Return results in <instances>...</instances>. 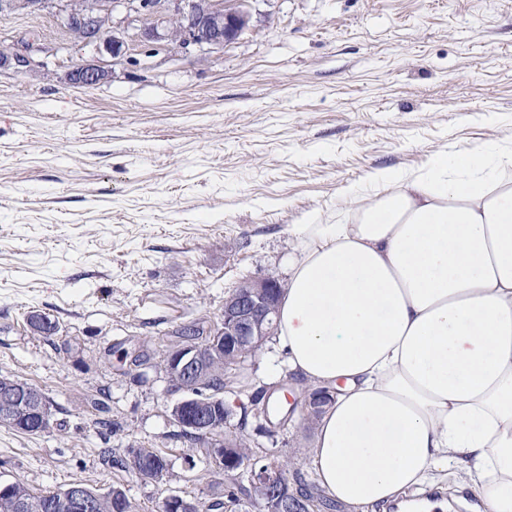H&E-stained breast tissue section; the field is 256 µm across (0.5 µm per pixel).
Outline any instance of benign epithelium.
I'll list each match as a JSON object with an SVG mask.
<instances>
[{
  "instance_id": "7a95c632",
  "label": "benign epithelium",
  "mask_w": 512,
  "mask_h": 512,
  "mask_svg": "<svg viewBox=\"0 0 512 512\" xmlns=\"http://www.w3.org/2000/svg\"><path fill=\"white\" fill-rule=\"evenodd\" d=\"M249 0H0V13L35 12L56 9L58 25L76 42L99 54L106 53L119 60L135 46L153 43L178 46L188 52L206 54L222 49L238 40L248 29ZM177 21L175 30L170 22ZM39 46L28 45L25 52L0 53V68L15 64L27 67L33 63L32 53ZM109 78L102 66L82 62L68 73V80L77 85H97ZM284 288L277 278L266 274L246 279L224 299V321L207 331L209 341L180 342L163 358L168 382L181 398L171 409V416L181 431L191 437L207 440L211 459L230 478L238 470L251 475V497L266 502L267 512H285L297 494L278 483L280 467L270 460L262 463L232 445L221 427L227 422L229 408L215 398L205 402L193 395L186 381L193 376L212 374L223 366L224 351L234 349L240 354L254 353L267 337L276 333V315ZM25 417V427L33 433L46 429L51 411L48 400L27 387L0 379V420L16 422ZM13 482L0 483V497L9 501L12 512H27L28 497L14 494ZM164 503L168 512H200L198 504L170 493ZM65 512H94L98 500L89 490L73 484L59 499Z\"/></svg>"
}]
</instances>
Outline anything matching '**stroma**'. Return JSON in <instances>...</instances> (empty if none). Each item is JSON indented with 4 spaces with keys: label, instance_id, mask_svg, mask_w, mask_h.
I'll list each match as a JSON object with an SVG mask.
<instances>
[{
    "label": "stroma",
    "instance_id": "1",
    "mask_svg": "<svg viewBox=\"0 0 512 512\" xmlns=\"http://www.w3.org/2000/svg\"><path fill=\"white\" fill-rule=\"evenodd\" d=\"M250 28L205 59L144 46L109 81L46 11L0 14V51L35 41L44 66L0 68V375L38 386L49 428L0 425V479L37 493L121 486L133 512L169 492L208 504L238 490L179 436L161 370L173 333L222 319L241 281H287L293 231L336 219L378 170L512 137V0H251ZM58 325L34 332L30 312ZM227 394L234 433L253 385L281 383L273 342ZM253 457L309 472L315 425L295 412ZM158 451L155 483L109 456ZM109 76V71L102 66L86 61L72 67L68 73V80L77 85H97L107 80Z\"/></svg>",
    "mask_w": 512,
    "mask_h": 512
}]
</instances>
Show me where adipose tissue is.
Wrapping results in <instances>:
<instances>
[{
  "mask_svg": "<svg viewBox=\"0 0 512 512\" xmlns=\"http://www.w3.org/2000/svg\"><path fill=\"white\" fill-rule=\"evenodd\" d=\"M373 179L349 223L296 231L277 345L332 393L309 465L350 512L450 475L512 512V150Z\"/></svg>",
  "mask_w": 512,
  "mask_h": 512,
  "instance_id": "ef3b65f1",
  "label": "adipose tissue"
}]
</instances>
